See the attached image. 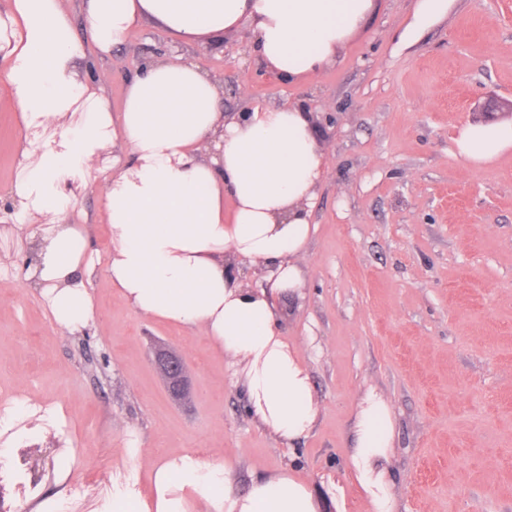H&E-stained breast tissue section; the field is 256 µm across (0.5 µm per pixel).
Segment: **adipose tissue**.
Segmentation results:
<instances>
[{
  "label": "adipose tissue",
  "instance_id": "1",
  "mask_svg": "<svg viewBox=\"0 0 512 512\" xmlns=\"http://www.w3.org/2000/svg\"><path fill=\"white\" fill-rule=\"evenodd\" d=\"M375 0H87L92 55L123 46L143 19L172 41L206 42L251 22L258 61L291 84L317 76L375 11ZM71 17L60 0H12L0 15V83L12 90L28 146L38 151L15 186L35 245L32 277L54 326L87 328L95 306L86 273V236L67 217L89 162L122 139L106 183L112 233L107 271L141 315L191 327L238 368L252 415L292 442L313 427L319 406L305 365L285 341L276 295L302 280L327 163L311 117L294 105H255L225 120L215 80L178 55L160 57L127 82L112 111L104 76L80 77ZM80 123H70L73 113ZM53 137H45L48 124ZM457 153L481 167L512 151V121L462 126ZM232 212H225V199ZM267 268L270 285L251 288L230 260ZM350 464L370 512H393L382 466L393 441L389 409L376 394L360 402ZM155 512H187L186 495L208 512H317L310 486L289 473L234 489L232 471L187 454L149 470Z\"/></svg>",
  "mask_w": 512,
  "mask_h": 512
}]
</instances>
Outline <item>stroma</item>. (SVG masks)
Listing matches in <instances>:
<instances>
[{"instance_id":"stroma-1","label":"stroma","mask_w":512,"mask_h":512,"mask_svg":"<svg viewBox=\"0 0 512 512\" xmlns=\"http://www.w3.org/2000/svg\"><path fill=\"white\" fill-rule=\"evenodd\" d=\"M415 0H376L365 31L318 77L283 83L259 65L249 26L180 47L218 82L226 112L301 103L321 113L328 162L315 232L295 293L276 299L281 329L306 364L319 414L283 441L252 416L235 368L200 332L131 308L106 271L105 187L122 141L100 151L68 221L82 225L94 267V325L55 328L27 280L32 242L15 185L25 133L0 84V420L61 408L43 438L11 449L0 512H112L136 491L152 512V463L192 453L225 464L234 486L289 471L313 487L318 512H369L348 470L352 426L370 392L390 407L385 468L394 512H512V152L476 168L456 152L459 128L486 104L512 101V0H451L401 47ZM152 22L80 74H106L112 109L141 61L171 53ZM185 358L191 392L173 402L154 368L157 343ZM138 440L143 453L125 448ZM75 463L61 474L65 446ZM102 478L105 494L79 489Z\"/></svg>"}]
</instances>
